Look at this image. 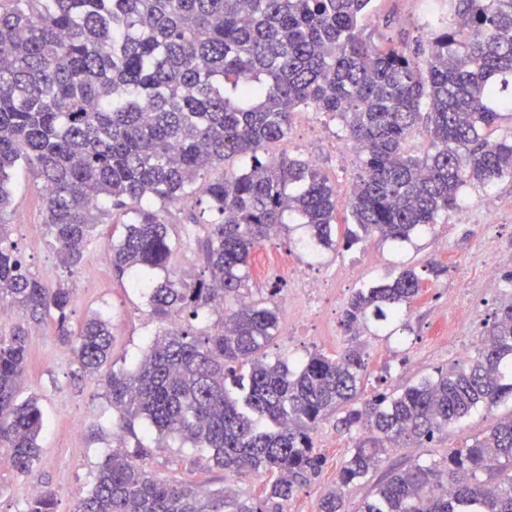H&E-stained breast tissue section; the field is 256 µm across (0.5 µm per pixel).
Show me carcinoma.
I'll list each match as a JSON object with an SVG mask.
<instances>
[{"instance_id":"1","label":"carcinoma","mask_w":512,"mask_h":512,"mask_svg":"<svg viewBox=\"0 0 512 512\" xmlns=\"http://www.w3.org/2000/svg\"><path fill=\"white\" fill-rule=\"evenodd\" d=\"M370 0H0V306L39 323L101 384L128 431L148 423L156 447L178 438L212 451L224 474L270 475L258 497L162 481L119 442L74 512H283L319 477L311 433L338 413L352 446L316 512H346L345 492L369 486L358 512H512V415L442 460L376 469L405 445L512 395V300L474 354L413 385L361 400L367 353L310 354L292 364L267 349L280 326L279 289L246 296L255 250L293 212L327 250L370 237L409 241L457 210L461 191L512 179V0H443L428 52L376 44L360 19ZM468 27L460 31V25ZM339 119L360 150L349 194L304 157L270 156L295 112ZM429 134L419 141L420 128ZM241 157L248 163L209 172ZM24 164L45 189L44 224L61 264L77 267L100 224L131 214L110 243L112 274L147 298L161 329L132 369L110 367L112 333L94 315L70 326L73 289L26 267L12 239L11 180ZM201 207L179 236L166 214ZM353 223L337 235L336 212ZM207 275L171 270L195 236ZM423 277L404 268L356 288L342 325L356 337L403 320ZM200 320L202 329L172 317ZM28 332L0 336V445L13 468L39 457L37 400L17 401ZM24 512H55L51 493Z\"/></svg>"}]
</instances>
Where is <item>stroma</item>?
Masks as SVG:
<instances>
[{"mask_svg": "<svg viewBox=\"0 0 512 512\" xmlns=\"http://www.w3.org/2000/svg\"><path fill=\"white\" fill-rule=\"evenodd\" d=\"M432 12L428 0H371L362 26L375 41L402 42L414 49L427 45L433 36L429 23ZM271 151L276 155H314L318 167L342 195L349 192L357 173V151L344 138L339 121L312 109L295 113L287 141L273 145ZM462 203L478 215L486 204L498 207L497 223L485 225L484 230L498 247L512 250V180L467 188ZM12 222L13 239L29 271L45 284L62 282L73 288L71 325L79 326L97 312L107 314L112 321V359L117 366L131 367L153 339L159 323L150 315L140 294L115 279L110 265L99 262L112 237L122 234V225L99 227L81 265L72 270L64 268L43 224L40 182L28 170L22 171L14 183ZM475 232L471 225L443 220L410 243L372 238L348 250L316 254L300 248V229L281 233L269 248L280 256L285 269L262 279L250 278L248 293L252 298L269 297L275 287L279 290L278 301H285L291 285L286 273L290 266L303 273H333L337 280L334 293L321 312L310 318L303 335L277 336L270 347L271 354L296 363L315 351L332 354L342 350L347 337L341 318L353 288L387 278L405 265L421 270L435 264L442 267V274L427 276L422 297L402 322L385 333L361 336L368 354L366 390L372 393L385 387L401 388L432 375L436 368L462 360L460 341L480 335L492 323L501 303L512 296V288L506 287L503 279L512 266L504 264L499 268V277L469 291L470 319L456 327L453 335L437 334L436 314L449 289L461 285L460 268L476 242ZM29 327V358L21 394L36 396L40 402L44 417L39 437L41 454L32 469L21 474L6 462V452L0 449V512H24L33 492L46 490L54 495L56 512H74L78 498L91 488L100 462L121 438L127 445L139 442L149 448L143 465L158 479H174L207 490L225 487L243 496L260 491L261 477L227 480L223 470L211 465L208 449L177 441L165 448L156 447L153 436L142 426L136 427L132 435L120 436L102 388L95 378L81 371L75 355L58 342L52 322ZM511 414L512 399H504L462 423L448 426L430 447L407 445L397 449L391 460L407 466L419 458L443 459L465 436L482 433ZM312 437L316 450L326 458V470L289 500L285 512H315L319 497L330 486L351 444L349 435L337 431L332 417L322 421Z\"/></svg>", "mask_w": 512, "mask_h": 512, "instance_id": "1", "label": "stroma"}]
</instances>
